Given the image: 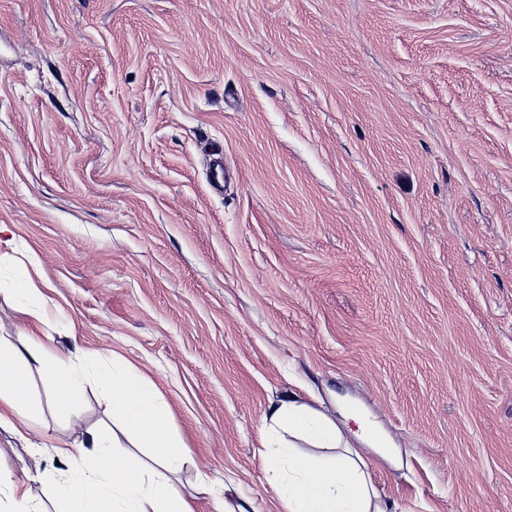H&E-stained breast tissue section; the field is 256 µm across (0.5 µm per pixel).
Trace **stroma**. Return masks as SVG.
<instances>
[{
  "mask_svg": "<svg viewBox=\"0 0 512 512\" xmlns=\"http://www.w3.org/2000/svg\"><path fill=\"white\" fill-rule=\"evenodd\" d=\"M0 225L36 334L163 394L195 512H284L290 396L373 423L396 512H512V0H0ZM32 390L0 475L55 512L110 405ZM12 296L25 309L26 315L32 322H40L43 314L44 297L39 288L29 276H25L13 283V288H1Z\"/></svg>",
  "mask_w": 512,
  "mask_h": 512,
  "instance_id": "stroma-1",
  "label": "stroma"
}]
</instances>
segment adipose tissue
<instances>
[{
    "mask_svg": "<svg viewBox=\"0 0 512 512\" xmlns=\"http://www.w3.org/2000/svg\"><path fill=\"white\" fill-rule=\"evenodd\" d=\"M35 366L52 382L62 415H71L90 383L108 398L121 429L89 432L77 472L51 486L60 512H194L171 481L187 453L170 428L168 404L129 362L79 364L38 336L14 342L0 336V422L6 412L23 416L33 409ZM263 427L273 448L264 470L286 512H388L361 451L374 442L366 423L350 433L327 412L291 398L270 405ZM125 438L133 444L126 452L120 449ZM301 442L326 449V456L298 452Z\"/></svg>",
    "mask_w": 512,
    "mask_h": 512,
    "instance_id": "obj_1",
    "label": "adipose tissue"
}]
</instances>
